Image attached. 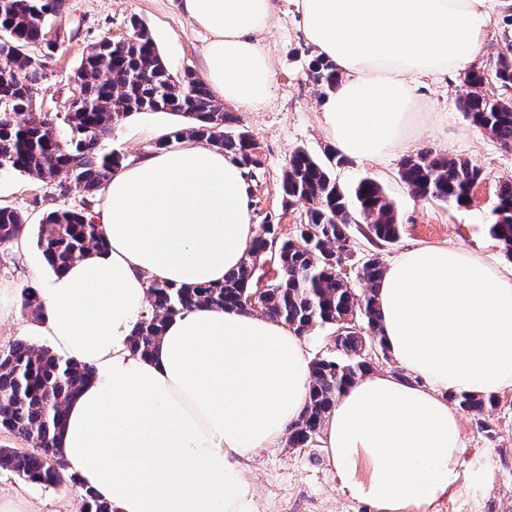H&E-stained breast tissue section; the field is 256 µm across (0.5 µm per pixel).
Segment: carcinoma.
<instances>
[{
	"mask_svg": "<svg viewBox=\"0 0 512 512\" xmlns=\"http://www.w3.org/2000/svg\"><path fill=\"white\" fill-rule=\"evenodd\" d=\"M64 0H0V33L9 45L0 43V171L27 173L45 184L68 182L86 193L79 206L46 214L39 229L38 246L53 269L66 267L85 254L102 250L100 226L90 217L94 193L125 161L118 151H104L102 142L133 113H180L190 123L170 133L158 144L167 148L185 141H205L224 150L246 169L259 164L250 149L249 133L240 120L215 100L210 89L194 73L172 74L149 29L139 20L130 21L129 37L114 42L103 38L86 53L74 79L80 81L83 106L54 116L25 112L22 107L39 90L47 73L33 64L27 47L44 42L45 17L59 13ZM308 78L323 96L334 89L336 67L317 57L310 61ZM473 88L461 101V111L472 125L482 129L501 146L512 148V102L489 93L486 87L512 89V39L488 64L464 74ZM61 121L69 133L63 142L57 132ZM346 162L334 151L318 159L296 149L282 179V206L300 201L308 205L306 222L297 226L296 238L278 236V225H263L252 242L247 258L216 286H175L153 282L149 305L131 335L132 351L146 355L163 335L165 322L197 304L218 308L247 309L281 321L304 336L325 326L342 328L335 344L339 356L319 357L311 362L308 402L303 415L288 434V447L304 448L319 434L336 399L355 380L375 369L367 357L374 346L387 356L376 288L384 266L376 254L364 256L355 277L364 286L358 291L341 274L343 257L351 253V225L376 245L394 243L400 224L393 203L373 178L359 180L346 190L336 183L332 169ZM411 193L456 205L471 200V190L481 180L479 166L467 159L430 151L405 158L399 170ZM492 212L490 234L512 257V181L500 183ZM25 219L10 206L0 205V245L21 235ZM275 258L276 277L263 296L244 305L260 273L257 263ZM368 332L364 336L357 328ZM89 369L64 361L47 348L36 349L18 340L0 351V429L35 443L28 449L0 448V470H9L37 484L60 481L55 463L65 421V408L88 381ZM448 401L473 417L479 429L491 433L483 414L496 403L494 395L456 394ZM83 512H112L88 488H81Z\"/></svg>",
	"mask_w": 512,
	"mask_h": 512,
	"instance_id": "obj_1",
	"label": "carcinoma"
}]
</instances>
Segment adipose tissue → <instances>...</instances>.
Here are the masks:
<instances>
[{
	"instance_id": "adipose-tissue-1",
	"label": "adipose tissue",
	"mask_w": 512,
	"mask_h": 512,
	"mask_svg": "<svg viewBox=\"0 0 512 512\" xmlns=\"http://www.w3.org/2000/svg\"><path fill=\"white\" fill-rule=\"evenodd\" d=\"M295 2L304 39L337 68L323 116L353 159L402 146L419 80L469 71L492 18V0ZM181 6L210 35L202 82L238 109H263L275 73L258 36L277 0ZM93 220L105 250L35 289L33 331L93 371L66 407L68 473L113 512H254L240 461L281 446L305 409L300 336L254 312L196 306L167 322L150 354L130 348L149 281L215 285L242 264L256 235L243 168L208 145L149 153L113 172ZM377 298L393 358L424 383L356 380L326 419L324 446L344 493L377 512H425L458 477L459 417L445 393L512 386V272L420 245L390 263Z\"/></svg>"
}]
</instances>
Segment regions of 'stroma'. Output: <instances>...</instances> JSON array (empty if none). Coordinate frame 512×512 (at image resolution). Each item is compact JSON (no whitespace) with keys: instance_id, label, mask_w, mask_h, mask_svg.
Masks as SVG:
<instances>
[{"instance_id":"stroma-1","label":"stroma","mask_w":512,"mask_h":512,"mask_svg":"<svg viewBox=\"0 0 512 512\" xmlns=\"http://www.w3.org/2000/svg\"><path fill=\"white\" fill-rule=\"evenodd\" d=\"M279 8L259 40L276 77L267 106L243 112L239 118L260 147L261 164L248 179L253 224H277L282 236L294 237L305 221V204L282 205V178L289 154L298 148L316 157L333 147L323 124L319 90L307 77L314 51L302 36L294 0H278ZM145 22L171 73H201L202 48L208 39L181 11L179 0H65L61 13L50 17L46 36L62 31L47 78L37 94L48 106L71 94L73 76L89 46L102 38L119 41L130 33L131 18ZM468 91L462 77L423 80L419 85L418 121L407 133V143L380 160H351L335 168L337 182L349 187L360 178L377 180L393 202L402 226L397 242L383 247L354 235L352 257L346 267L364 255L379 253L390 262L417 245L463 249L482 257L503 272L512 271V258L489 233L492 203L499 184L512 179V150L503 149L489 134L464 117L459 100ZM182 117L167 113H140L124 120L104 150H118L127 160L151 153L162 130L183 125ZM425 150L465 158L482 170V179L468 205L457 207L414 197L401 181L402 160ZM83 193L60 194L20 172H0V205L22 211L28 252H0V278L19 287L34 286L44 269L36 244L38 226L46 213L77 206ZM499 403L486 413L490 432H482L468 414L460 416L459 476L448 493L426 512H512V387L498 393ZM242 474L254 489L255 512H376L367 502L343 494L339 478L327 461L322 439L305 448H265L243 459ZM25 500L30 512H81L82 499L69 479L44 486L26 482L0 470V502Z\"/></svg>"}]
</instances>
